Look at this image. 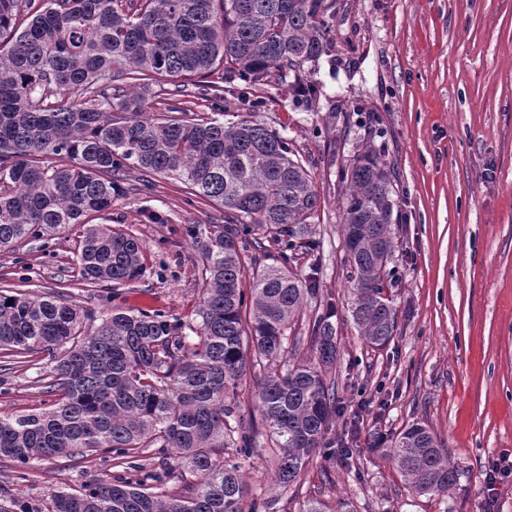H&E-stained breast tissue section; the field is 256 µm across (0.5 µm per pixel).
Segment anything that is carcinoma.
<instances>
[{"instance_id":"carcinoma-1","label":"carcinoma","mask_w":512,"mask_h":512,"mask_svg":"<svg viewBox=\"0 0 512 512\" xmlns=\"http://www.w3.org/2000/svg\"><path fill=\"white\" fill-rule=\"evenodd\" d=\"M340 0H0V250L21 240L48 247L75 231L81 280L129 286L144 272L133 232L88 217L108 211L134 168L171 178L224 209L222 224H188L201 260L193 317L114 308L94 317L62 295L0 290V351L10 363L48 359L58 398L47 408L0 415V459L25 470L54 458L94 457L121 469L38 501L11 496L0 512H242L243 463L258 453L254 415L239 411L250 370L279 362L255 387L275 463L274 489L296 485L318 457L351 466L356 449L332 437V369L339 356L332 305L309 320L299 357L290 323L318 289L293 272L309 253L320 195L288 138L241 115L237 78L258 89L293 74L291 99L319 88L304 64L330 53L326 18ZM195 86L212 115L178 109L154 117L146 95ZM347 313L366 343L393 338L398 313L387 267L397 242L396 199L386 162L366 146L341 170ZM275 251L277 265L258 254ZM99 320L94 325L92 321ZM411 494H443L458 479L448 449L416 422L372 440ZM158 464L149 466L148 460ZM251 512H280L279 496ZM302 512H354L319 498Z\"/></svg>"}]
</instances>
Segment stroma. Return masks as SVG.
Wrapping results in <instances>:
<instances>
[{
    "instance_id": "obj_1",
    "label": "stroma",
    "mask_w": 512,
    "mask_h": 512,
    "mask_svg": "<svg viewBox=\"0 0 512 512\" xmlns=\"http://www.w3.org/2000/svg\"><path fill=\"white\" fill-rule=\"evenodd\" d=\"M328 18L330 56L310 71L321 95L294 106L287 82L260 91L257 120L301 154L321 196L311 219L317 249L295 272L336 306L338 396L356 433L352 467L320 461L284 494L282 512L309 497L345 499L358 512H512V475L495 500L483 493L493 464L512 465V0H343ZM372 145L398 202L392 230L397 330L366 344L347 314L339 170ZM132 169L99 224L128 227L144 243L146 271L117 291L82 285L72 233L49 248L23 241L0 251V289L61 292L89 310L120 306L190 315L200 269L186 224H219L224 211L182 183L139 191ZM46 361L0 375V414L48 407ZM425 424L448 450L458 481L414 496L368 434ZM59 458L19 472L0 460V485L31 500L99 475Z\"/></svg>"
}]
</instances>
